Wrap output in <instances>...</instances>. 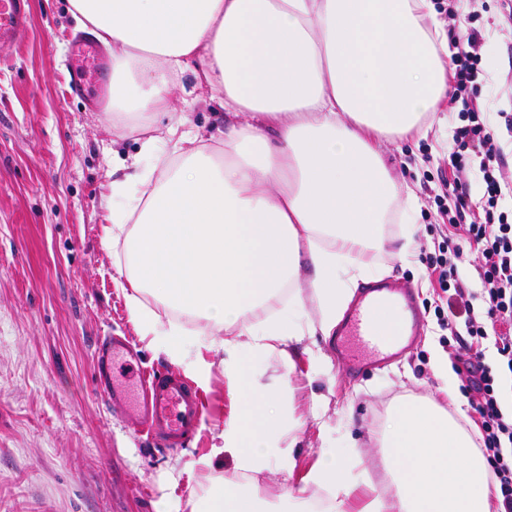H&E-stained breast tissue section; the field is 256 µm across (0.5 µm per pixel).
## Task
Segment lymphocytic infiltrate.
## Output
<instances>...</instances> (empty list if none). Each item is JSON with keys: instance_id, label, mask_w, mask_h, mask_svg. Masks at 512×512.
Masks as SVG:
<instances>
[{"instance_id": "lymphocytic-infiltrate-1", "label": "lymphocytic infiltrate", "mask_w": 512, "mask_h": 512, "mask_svg": "<svg viewBox=\"0 0 512 512\" xmlns=\"http://www.w3.org/2000/svg\"><path fill=\"white\" fill-rule=\"evenodd\" d=\"M453 92L449 107L457 108L459 125L448 155L449 175L440 176L448 232L428 263L438 273L446 305L436 308L438 323L460 342L453 355L461 379L460 391L479 432V449L490 468L500 508L512 512V414L500 405L502 381L512 374V211H503L497 175L502 148L491 131L475 94L482 71L485 37L468 25L450 38ZM478 162L484 191L478 204L460 179L471 162ZM475 253L480 292L465 284L467 253ZM493 340L494 364H487L483 343Z\"/></svg>"}]
</instances>
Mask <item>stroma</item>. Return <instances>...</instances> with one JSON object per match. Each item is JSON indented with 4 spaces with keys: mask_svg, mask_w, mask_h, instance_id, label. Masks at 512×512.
Instances as JSON below:
<instances>
[{
    "mask_svg": "<svg viewBox=\"0 0 512 512\" xmlns=\"http://www.w3.org/2000/svg\"><path fill=\"white\" fill-rule=\"evenodd\" d=\"M433 5L446 31L479 15L487 46L478 97L504 153V201L512 204V134L502 119L512 113V27L503 21L512 0ZM29 9L26 41L0 48V512H189L188 498L208 478L192 462L210 451L240 396L213 364L200 390L205 413L198 434L167 453L102 398L94 372L98 337L139 341L112 279V254L101 244L112 155L136 154L139 142L117 137L99 105L68 94L70 41L78 32L68 0H29ZM182 83L158 129L184 117L201 138L223 133V108L209 101L193 73ZM459 123L452 112L447 127H433L425 139L377 142L397 183L421 206L414 258L407 263L398 255L401 224H386L390 241L374 255L376 276L415 289L422 336L384 368L355 380L338 359L311 364L309 347L330 349L321 336L294 344L290 363L273 355L252 372L263 384L271 372L286 375L298 389L294 407L303 419L290 463L254 477L270 503L297 490L326 448L361 447L365 467L385 482L381 450L368 437L385 428L389 405L425 397L446 407L461 396L458 384L441 388L435 375L436 355L451 356L453 347L435 315L439 300L425 261L441 239L437 173L448 166L447 141ZM316 397L328 401L318 421L310 413Z\"/></svg>",
    "mask_w": 512,
    "mask_h": 512,
    "instance_id": "obj_1",
    "label": "stroma"
}]
</instances>
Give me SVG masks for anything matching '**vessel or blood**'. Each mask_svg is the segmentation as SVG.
<instances>
[{
    "label": "vessel or blood",
    "mask_w": 512,
    "mask_h": 512,
    "mask_svg": "<svg viewBox=\"0 0 512 512\" xmlns=\"http://www.w3.org/2000/svg\"><path fill=\"white\" fill-rule=\"evenodd\" d=\"M27 22V0H0V46L20 41ZM72 53L71 92L79 97L87 89L89 72L99 71V57L96 45L88 39L75 40ZM382 305L395 312V329L389 336L379 333L374 319ZM420 334L421 318L413 288L389 279L363 288L338 333L335 350L349 375L359 377L398 357ZM139 358L138 351L122 337H102L96 346L98 389L113 409L128 414L161 450L181 447L202 420L199 395L189 382L168 370L140 372L135 388H124L116 381L113 368Z\"/></svg>",
    "instance_id": "b4317fda"
}]
</instances>
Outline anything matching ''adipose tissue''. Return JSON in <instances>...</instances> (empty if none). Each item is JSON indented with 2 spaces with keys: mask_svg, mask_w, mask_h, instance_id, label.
Wrapping results in <instances>:
<instances>
[{
  "mask_svg": "<svg viewBox=\"0 0 512 512\" xmlns=\"http://www.w3.org/2000/svg\"><path fill=\"white\" fill-rule=\"evenodd\" d=\"M69 4L112 60L107 119L141 136L138 153L120 161L124 178L107 186L101 237L130 317L148 349L199 385L214 354L229 388L246 395L197 460L208 484L189 512H492L490 468L459 402L390 405L378 439L388 490L357 454L337 448L322 450L303 493L279 504L251 480L290 456L286 439L301 420L288 378L248 391L250 364L290 359V345L331 334L372 274L389 214L406 224L399 256L414 255L417 200L374 144L426 135L448 97V41L432 0ZM188 72L231 120L218 145L176 126L163 138L151 133ZM284 297L279 314L247 320ZM228 458L237 478L220 472Z\"/></svg>",
  "mask_w": 512,
  "mask_h": 512,
  "instance_id": "1",
  "label": "adipose tissue"
}]
</instances>
